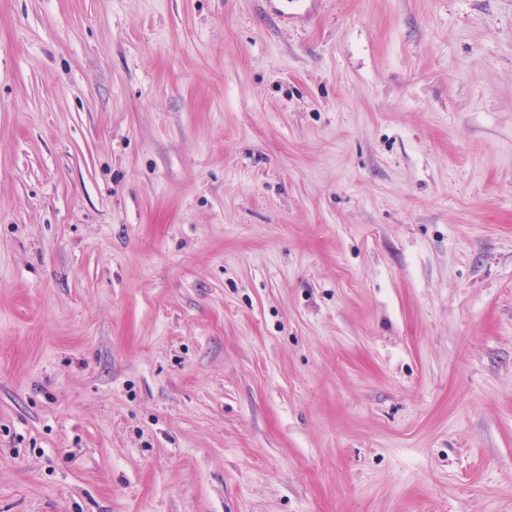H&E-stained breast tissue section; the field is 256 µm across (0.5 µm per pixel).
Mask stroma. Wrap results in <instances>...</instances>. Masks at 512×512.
I'll use <instances>...</instances> for the list:
<instances>
[{
    "label": "stroma",
    "mask_w": 512,
    "mask_h": 512,
    "mask_svg": "<svg viewBox=\"0 0 512 512\" xmlns=\"http://www.w3.org/2000/svg\"><path fill=\"white\" fill-rule=\"evenodd\" d=\"M0 512H512V0H0Z\"/></svg>",
    "instance_id": "35a3bbf8"
}]
</instances>
